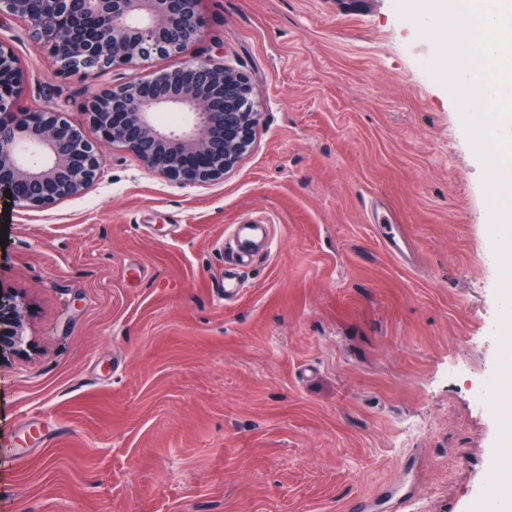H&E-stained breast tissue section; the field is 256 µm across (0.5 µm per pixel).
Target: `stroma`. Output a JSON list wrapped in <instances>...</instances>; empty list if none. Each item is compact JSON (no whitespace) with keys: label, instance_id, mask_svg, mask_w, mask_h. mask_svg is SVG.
Masks as SVG:
<instances>
[{"label":"stroma","instance_id":"1","mask_svg":"<svg viewBox=\"0 0 512 512\" xmlns=\"http://www.w3.org/2000/svg\"><path fill=\"white\" fill-rule=\"evenodd\" d=\"M200 12L181 57L72 77L0 18L24 110L78 125L92 92L212 60L250 77L260 114L222 179L182 186L114 147L84 193L11 211L0 288L27 325L0 349V512H485L480 484L512 512V384L471 401L512 350V273L486 166L419 66L435 44L396 0ZM236 224L269 242L231 266Z\"/></svg>","mask_w":512,"mask_h":512}]
</instances>
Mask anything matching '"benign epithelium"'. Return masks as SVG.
Here are the masks:
<instances>
[{
  "label": "benign epithelium",
  "instance_id": "7a95c632",
  "mask_svg": "<svg viewBox=\"0 0 512 512\" xmlns=\"http://www.w3.org/2000/svg\"><path fill=\"white\" fill-rule=\"evenodd\" d=\"M0 0V17L23 21L69 76L182 54L201 36L200 0ZM25 75L0 40V204L46 208L86 190L101 174L104 149L124 148L148 171L181 185L223 178L249 151L258 113L241 71L185 62L92 93L84 113L96 137L46 106L17 116ZM178 111L187 122L161 125ZM10 190L12 198L4 196ZM25 301L0 289V347L24 342Z\"/></svg>",
  "mask_w": 512,
  "mask_h": 512
}]
</instances>
